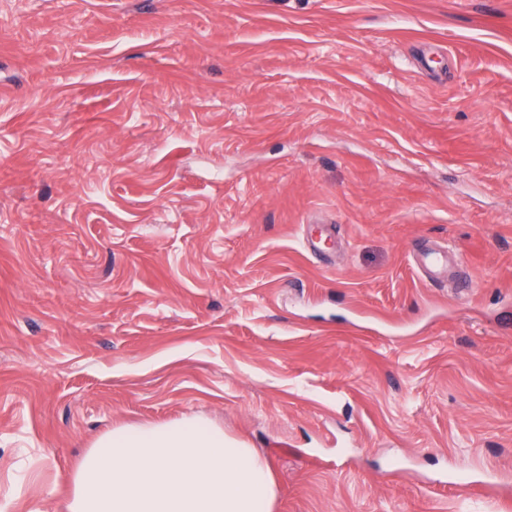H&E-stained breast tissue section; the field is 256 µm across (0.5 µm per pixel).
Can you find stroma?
<instances>
[{"label":"stroma","mask_w":512,"mask_h":512,"mask_svg":"<svg viewBox=\"0 0 512 512\" xmlns=\"http://www.w3.org/2000/svg\"><path fill=\"white\" fill-rule=\"evenodd\" d=\"M185 418L274 512H500L512 0H0V512ZM451 251L449 248L446 250L429 248L416 253L413 261L432 281H441L447 278L448 258Z\"/></svg>","instance_id":"obj_1"}]
</instances>
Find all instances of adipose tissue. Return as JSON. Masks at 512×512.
<instances>
[{
    "instance_id": "obj_1",
    "label": "adipose tissue",
    "mask_w": 512,
    "mask_h": 512,
    "mask_svg": "<svg viewBox=\"0 0 512 512\" xmlns=\"http://www.w3.org/2000/svg\"><path fill=\"white\" fill-rule=\"evenodd\" d=\"M271 467L208 423L116 427L71 477L67 512H273Z\"/></svg>"
}]
</instances>
